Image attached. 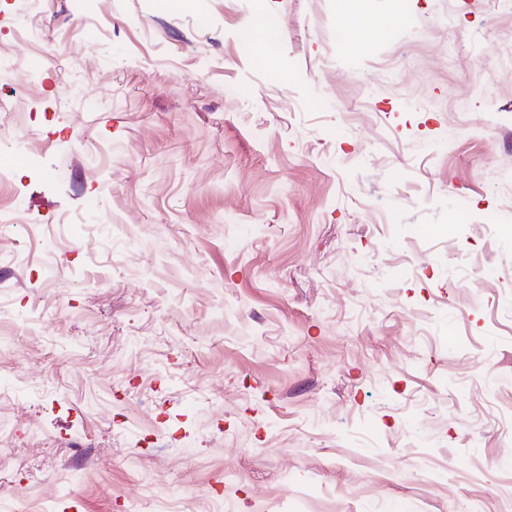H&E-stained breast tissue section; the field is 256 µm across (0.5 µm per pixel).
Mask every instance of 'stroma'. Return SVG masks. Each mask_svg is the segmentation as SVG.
Returning <instances> with one entry per match:
<instances>
[{"mask_svg": "<svg viewBox=\"0 0 512 512\" xmlns=\"http://www.w3.org/2000/svg\"><path fill=\"white\" fill-rule=\"evenodd\" d=\"M40 12L0 0V512H512V0ZM262 33L264 37L259 41L262 46V53L269 64H274L277 59L278 52V38L275 33L271 30V24L269 23L266 15L261 14L256 19L254 25L249 29L250 39L254 34Z\"/></svg>", "mask_w": 512, "mask_h": 512, "instance_id": "obj_1", "label": "stroma"}]
</instances>
